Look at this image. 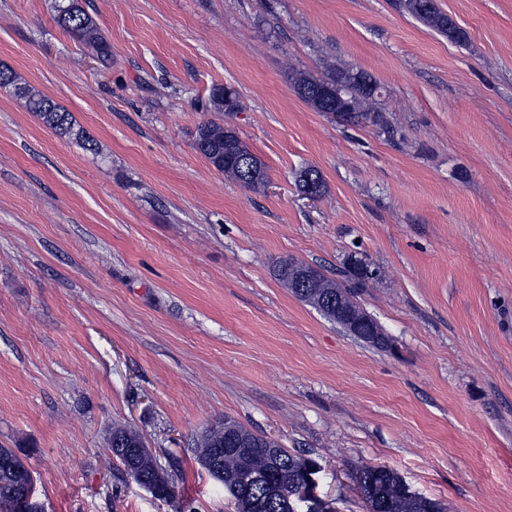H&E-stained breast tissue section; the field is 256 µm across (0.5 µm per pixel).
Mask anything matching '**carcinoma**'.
I'll list each match as a JSON object with an SVG mask.
<instances>
[{"instance_id": "1", "label": "carcinoma", "mask_w": 512, "mask_h": 512, "mask_svg": "<svg viewBox=\"0 0 512 512\" xmlns=\"http://www.w3.org/2000/svg\"><path fill=\"white\" fill-rule=\"evenodd\" d=\"M406 10L425 25L440 34L448 35L445 17L437 11L423 13L414 0H405ZM57 24L71 37L93 52L98 60L108 65L112 62L110 45L101 36L96 23L77 3L68 0L60 7ZM4 79L0 87H13L15 93L27 99L28 107L44 125L57 135L78 143L86 150L96 149L95 139L74 119L72 113L50 97L35 92L17 83L15 74L1 68ZM296 92H305L303 100L319 112H327L336 119L351 125L367 121L373 124L384 123L378 100L374 97L377 82L366 72L353 67H336L325 76H300L295 79ZM210 106L216 112H236L240 101L236 90L211 93ZM194 150L203 156L210 165L224 176L242 182L241 169L237 160H250L254 175L249 188L256 190L266 181L265 166L241 140L236 131L215 121L200 124L193 139ZM305 265L293 259L279 261L274 267L277 280L289 288L301 301L311 304L327 319L336 322L348 313L365 327L366 335L359 340L374 347H385L387 336L382 327L357 302L359 288L364 286L358 275L348 271V284L320 273L309 288L295 287ZM244 436L250 441L245 450L225 446L226 437ZM265 433L251 430L231 417H224V423L207 427L195 439L196 462L210 477L224 485V490L233 498L237 512H283V502L290 487L302 482L304 469L312 459L304 454L283 448L278 459L270 461L262 450ZM108 448L120 462L118 479L130 477L153 483L152 495L164 502L175 498L172 479L158 480L153 467L159 464L156 459L148 460L137 451L144 444V438L134 428L115 425L107 438ZM246 471L262 474V478L249 484L238 481ZM391 469L371 464L356 468L357 489L367 504L369 512H445L441 502L424 498L410 502L402 501L390 476ZM35 489L34 476L21 458L11 448L0 446V495L9 493L10 512H29L26 494Z\"/></svg>"}]
</instances>
